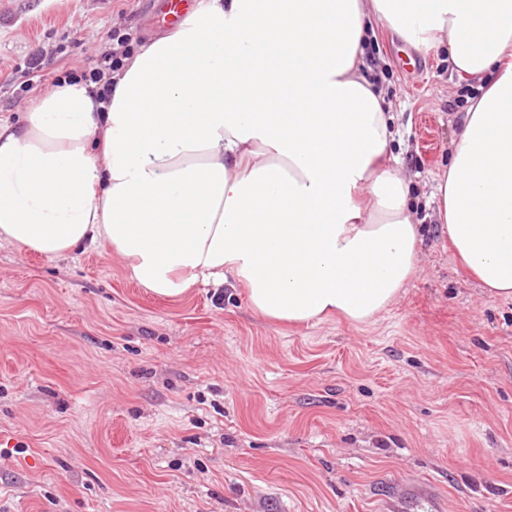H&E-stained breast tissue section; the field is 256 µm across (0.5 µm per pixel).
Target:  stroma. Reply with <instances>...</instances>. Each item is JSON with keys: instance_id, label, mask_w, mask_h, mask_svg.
I'll use <instances>...</instances> for the list:
<instances>
[{"instance_id": "stroma-1", "label": "stroma", "mask_w": 512, "mask_h": 512, "mask_svg": "<svg viewBox=\"0 0 512 512\" xmlns=\"http://www.w3.org/2000/svg\"><path fill=\"white\" fill-rule=\"evenodd\" d=\"M162 0H0V122L51 78L166 36ZM379 26L366 73L396 114L419 270L375 320L289 325L227 283L175 298L106 247L0 245V512H512V300L434 222L476 85L446 49L405 71Z\"/></svg>"}]
</instances>
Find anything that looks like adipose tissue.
Instances as JSON below:
<instances>
[{
	"mask_svg": "<svg viewBox=\"0 0 512 512\" xmlns=\"http://www.w3.org/2000/svg\"><path fill=\"white\" fill-rule=\"evenodd\" d=\"M376 25L489 83L436 219L485 294L512 298V0H208L125 58L110 101L66 80L0 124V242L108 247L161 297L232 281L278 322L374 320L422 244L395 116L364 74Z\"/></svg>",
	"mask_w": 512,
	"mask_h": 512,
	"instance_id": "ef3b65f1",
	"label": "adipose tissue"
}]
</instances>
